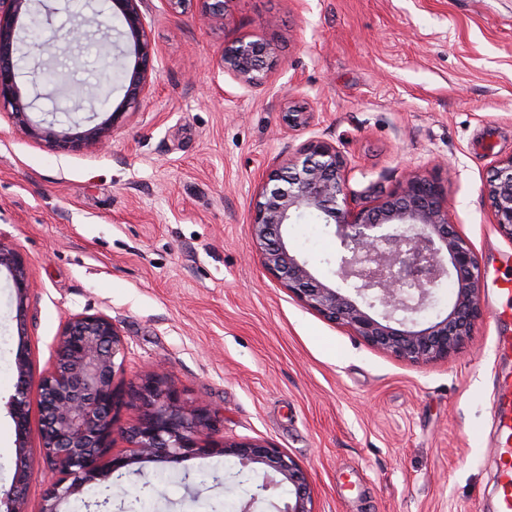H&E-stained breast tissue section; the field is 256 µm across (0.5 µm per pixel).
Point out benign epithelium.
I'll list each match as a JSON object with an SVG mask.
<instances>
[{
	"instance_id": "7a95c632",
	"label": "benign epithelium",
	"mask_w": 512,
	"mask_h": 512,
	"mask_svg": "<svg viewBox=\"0 0 512 512\" xmlns=\"http://www.w3.org/2000/svg\"><path fill=\"white\" fill-rule=\"evenodd\" d=\"M32 0H0V112L11 115L18 130L52 148L78 151L108 146L124 124L126 109L138 103L155 74L154 48L146 30L145 0H111L119 12L123 36L132 43L136 64L125 75L124 104L99 122L68 133L53 121H34L32 103L18 90L13 55L19 41L18 21L31 14ZM203 21L224 18L225 0H197ZM111 34L98 14L82 18L73 30L79 40L87 33ZM272 42L236 40L224 46L219 67L244 88L263 85L277 65ZM346 159L339 147L316 138L271 170L256 196L251 237L264 268L288 293L324 319L347 328L370 346L412 364H428L457 353L481 316V268L477 255L456 225L448 221L447 187L436 175L416 171L404 175L399 187L374 201L348 205ZM483 192L495 223L512 239V156L490 170ZM313 212L321 223L336 227L344 254L331 286L320 280L308 261L288 248L283 229ZM10 273L18 306L26 301L30 278L23 255L0 239V269ZM453 282L448 312L432 320L420 315L432 309L435 292ZM124 343L112 320L76 314L56 336L52 366L38 380L41 410L40 453L53 487L41 512H62L61 503L101 477L100 460L114 436H124L134 457L112 459L116 472L147 462L180 463L214 453L233 457L238 475L260 480L242 512L265 492L281 485L290 497L281 512H314L307 474L291 456L256 441L209 443L220 421L199 404L190 408L172 390L145 377L133 390L143 414L128 429L118 425L120 397L115 378ZM18 385L10 413L19 439L26 436L30 415V363L16 358ZM24 444L17 450L16 471L7 512H25L28 483Z\"/></svg>"
}]
</instances>
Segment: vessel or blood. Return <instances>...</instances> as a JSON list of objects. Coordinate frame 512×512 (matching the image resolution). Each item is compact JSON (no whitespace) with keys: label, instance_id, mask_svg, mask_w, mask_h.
Listing matches in <instances>:
<instances>
[{"label":"vessel or blood","instance_id":"1","mask_svg":"<svg viewBox=\"0 0 512 512\" xmlns=\"http://www.w3.org/2000/svg\"><path fill=\"white\" fill-rule=\"evenodd\" d=\"M497 439L495 512H512V373L497 374L492 405Z\"/></svg>","mask_w":512,"mask_h":512}]
</instances>
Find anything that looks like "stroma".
Here are the masks:
<instances>
[{
    "instance_id": "1",
    "label": "stroma",
    "mask_w": 512,
    "mask_h": 512,
    "mask_svg": "<svg viewBox=\"0 0 512 512\" xmlns=\"http://www.w3.org/2000/svg\"><path fill=\"white\" fill-rule=\"evenodd\" d=\"M56 43L29 47L18 78L35 117L64 130L124 100L81 91L104 53L131 67L130 46L74 39L97 12L120 30L108 0H35ZM156 75L108 150L61 152L21 135L0 114V238L25 257L32 282L18 307L0 272V498L26 442V512L50 487L39 455L40 412L18 438L9 401L16 356L47 371L53 340L72 314L112 319L127 347L116 382L123 426L142 417L134 383L154 376L220 419L214 445L254 440L305 470L315 512H493L495 375L493 279L512 265L483 193L491 167L512 156V0H227L223 19H198L196 0H146ZM274 40L279 65L257 88L218 65L225 44ZM311 114L288 128L285 114ZM347 161L366 199L394 190L403 172L438 171L448 218L476 250L482 315L464 348L426 365L382 353L288 294L262 267L251 239L253 197L266 173L310 138ZM289 245L335 283L333 227L288 225ZM115 436L105 479L71 496L65 512H240L254 490L231 457L141 464Z\"/></svg>"
}]
</instances>
